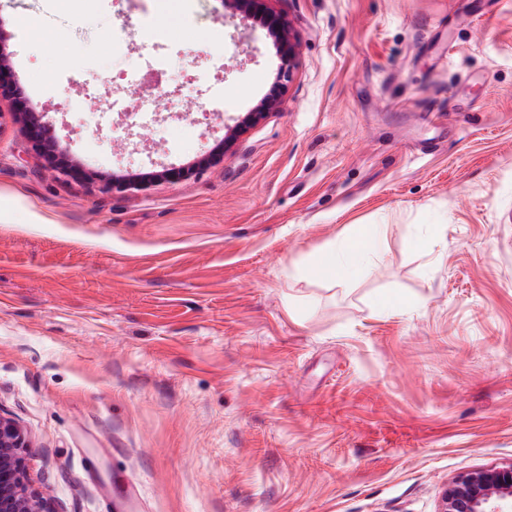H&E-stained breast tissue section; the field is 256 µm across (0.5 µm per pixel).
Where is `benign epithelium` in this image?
Here are the masks:
<instances>
[{
	"label": "benign epithelium",
	"instance_id": "benign-epithelium-1",
	"mask_svg": "<svg viewBox=\"0 0 512 512\" xmlns=\"http://www.w3.org/2000/svg\"><path fill=\"white\" fill-rule=\"evenodd\" d=\"M267 0H224L231 12L245 11L262 19L269 36L279 48L283 66L273 90L234 126L226 129L222 151H228L249 127L282 102V93L290 81L296 60V44L290 27L266 6ZM12 53L0 41V99L15 100L21 93L13 77ZM14 120L24 128L28 142L40 156H53L56 144L48 139L46 113L36 112L28 100L13 106ZM218 160L213 153L204 154L191 168H169L143 176L140 180L112 178L107 184L118 190H140L163 181L179 180L199 174ZM24 430L11 418L0 414V512H53L48 500L32 485L25 448ZM439 512H512V464L479 470L453 478L445 489Z\"/></svg>",
	"mask_w": 512,
	"mask_h": 512
}]
</instances>
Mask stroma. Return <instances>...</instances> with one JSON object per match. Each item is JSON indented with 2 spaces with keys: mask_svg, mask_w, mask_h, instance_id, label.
I'll return each mask as SVG.
<instances>
[{
  "mask_svg": "<svg viewBox=\"0 0 512 512\" xmlns=\"http://www.w3.org/2000/svg\"><path fill=\"white\" fill-rule=\"evenodd\" d=\"M269 5L298 43L279 108L120 192L269 93L266 28L222 0H0L16 82L87 172L0 102V412L56 512H438L512 463V0ZM146 22L166 90L209 68L221 111L196 86L125 112ZM353 224L380 246L349 277L299 273ZM220 157H216L213 153H205L197 162L196 167L191 168H169L161 172L152 173L143 176L140 180H123V179H109L107 184L113 189L118 190H140L147 186L163 181L179 180L189 178L199 174L204 168L210 166Z\"/></svg>",
  "mask_w": 512,
  "mask_h": 512,
  "instance_id": "1",
  "label": "stroma"
}]
</instances>
